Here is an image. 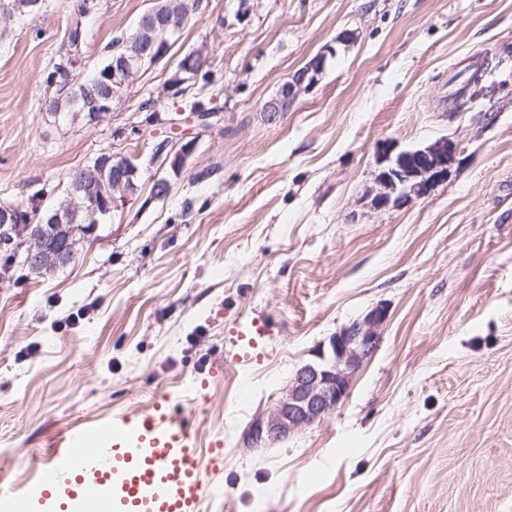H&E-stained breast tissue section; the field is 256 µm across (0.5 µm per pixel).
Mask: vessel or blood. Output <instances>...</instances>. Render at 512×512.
Instances as JSON below:
<instances>
[{"mask_svg":"<svg viewBox=\"0 0 512 512\" xmlns=\"http://www.w3.org/2000/svg\"><path fill=\"white\" fill-rule=\"evenodd\" d=\"M202 476L190 417L162 404L136 417L74 427L45 452L32 486L0 493V512H200Z\"/></svg>","mask_w":512,"mask_h":512,"instance_id":"obj_1","label":"vessel or blood"}]
</instances>
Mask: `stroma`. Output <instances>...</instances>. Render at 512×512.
<instances>
[{
	"label": "stroma",
	"mask_w": 512,
	"mask_h": 512,
	"mask_svg": "<svg viewBox=\"0 0 512 512\" xmlns=\"http://www.w3.org/2000/svg\"><path fill=\"white\" fill-rule=\"evenodd\" d=\"M78 2L0 15V206L47 208L104 153L137 163L138 189L68 265L0 277V486L34 482L70 427L163 401L192 418L202 512H512V0H198L92 125L45 99L156 0H90L74 46ZM320 54L314 85L265 112ZM59 62L66 83H48ZM473 69L481 90L456 107ZM442 137L461 148L447 182L374 208L377 143ZM380 303L340 407L249 447L294 371Z\"/></svg>",
	"instance_id": "35a3bbf8"
}]
</instances>
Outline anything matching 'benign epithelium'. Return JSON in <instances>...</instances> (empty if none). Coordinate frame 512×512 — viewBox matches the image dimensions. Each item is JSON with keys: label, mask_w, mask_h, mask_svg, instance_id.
Here are the masks:
<instances>
[{"label": "benign epithelium", "mask_w": 512, "mask_h": 512, "mask_svg": "<svg viewBox=\"0 0 512 512\" xmlns=\"http://www.w3.org/2000/svg\"><path fill=\"white\" fill-rule=\"evenodd\" d=\"M186 17L178 12L159 13L148 11L134 35L124 41L125 52L112 58L95 91L85 92L90 112L85 120L98 122L111 110L107 100L115 96L116 88L124 87L145 67L163 59L168 51H153L156 44L170 45L180 32ZM325 55L317 56L307 67L298 72L293 81L285 83L275 97L265 104V111L274 114L286 111V103L315 82L314 74L323 64ZM379 190L374 205L400 207L428 196L432 187L448 181L460 163L457 144L446 138L422 147L399 150L390 141L376 148ZM138 168L128 158L108 163L97 162L93 175L101 185L99 195L87 186V170L71 176L68 196L60 207L51 211H37L35 219L21 206L0 207V232L12 233L23 224L37 226L43 235L35 246L17 247V257L33 273L48 267L69 264L77 254L80 242L92 237L99 217L108 215L121 197L129 193ZM112 181L113 192L102 186ZM121 192L116 196L115 192ZM388 310L379 304L362 318L336 332L328 344L320 346L315 360L299 367L288 381L283 395L251 429L252 445L275 443L289 435L323 421L343 403L350 392L353 375L363 362L378 348L381 327Z\"/></svg>", "instance_id": "obj_1"}]
</instances>
